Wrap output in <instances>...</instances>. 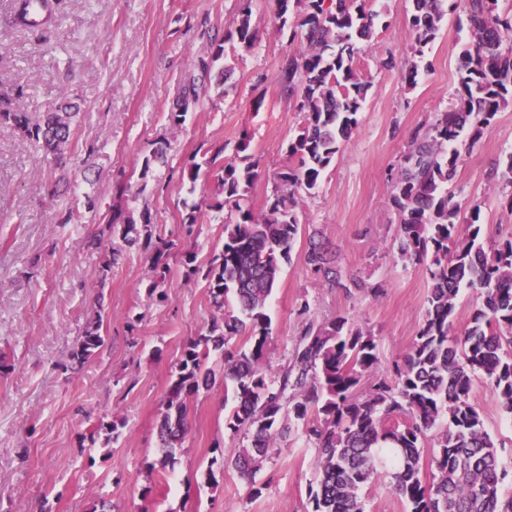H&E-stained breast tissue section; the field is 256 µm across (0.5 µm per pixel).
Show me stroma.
Instances as JSON below:
<instances>
[{
  "label": "stroma",
  "mask_w": 512,
  "mask_h": 512,
  "mask_svg": "<svg viewBox=\"0 0 512 512\" xmlns=\"http://www.w3.org/2000/svg\"><path fill=\"white\" fill-rule=\"evenodd\" d=\"M258 37L245 51L225 43L216 68L223 76L181 125L170 111L182 75L208 43L203 28L225 34L236 27L238 0H60L48 38L17 25L14 0H0V90L23 87L32 117L53 110L62 85L81 105L68 154V188L50 197L59 176L33 142L0 127V512H307L315 448L294 431L278 438L256 474L265 489L249 494L231 467L217 470V488L204 479L211 460L233 458L242 435L224 424V362L210 358L215 379L188 400L190 432L172 471L148 476L160 456L157 425L174 365L184 346L204 333L211 316L206 283L186 278L172 263L166 302L148 291L150 262L121 238L108 241L118 256L105 284L93 274L91 245L98 219L60 224L61 211L83 204L95 190L109 203L116 176L128 181L129 207L147 208L162 234L179 236L183 250L206 262L224 242V216L211 211L214 179L188 188L180 177L191 158L223 149L233 159L242 133L259 163L247 201L261 210L288 164L286 149L302 124L294 101L281 94L278 70L290 46L272 23L275 0H256ZM380 18L363 42L357 67L370 84L359 124L315 194L304 197L300 221L340 253L344 281L363 290L318 287L298 240L270 305L272 368L289 356L302 319L301 304L317 321L343 317L371 331L378 344L376 374L392 375L408 351L425 311L424 267L398 257L399 221L388 174L407 150L409 134L434 124L454 100L467 32L450 0L435 40L423 55L412 50L408 0H369ZM393 55L396 69L378 65ZM417 65L416 85L403 72ZM94 155H87V147ZM163 148L167 164L142 176L145 154ZM512 151V108L498 112L455 178L457 198L479 205L486 241L512 234V207L492 178ZM201 205L192 237L181 234L187 203ZM103 317L105 344L84 366L62 372L67 356L94 314ZM499 459L512 463V420L492 391L474 380L470 392ZM123 426L110 443H88L99 420ZM150 498H142L145 485Z\"/></svg>",
  "instance_id": "obj_1"
}]
</instances>
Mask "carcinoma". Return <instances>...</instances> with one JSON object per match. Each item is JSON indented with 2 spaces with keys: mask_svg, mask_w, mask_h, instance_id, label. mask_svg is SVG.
Returning a JSON list of instances; mask_svg holds the SVG:
<instances>
[{
  "mask_svg": "<svg viewBox=\"0 0 512 512\" xmlns=\"http://www.w3.org/2000/svg\"><path fill=\"white\" fill-rule=\"evenodd\" d=\"M290 0H277V32L289 30L292 50L278 74L282 94L295 101L305 123L288 143L296 165L280 174V183L265 209L256 212L247 192L258 176L243 134L237 158L226 161L217 151L208 162L216 181L209 208L224 218V244L203 265L184 252L178 240L157 232L152 212L134 214L122 206L129 186L113 184L117 202L98 222L93 245L100 249L114 236L151 259L150 293L158 291L178 261L188 277L208 284L213 315L204 334L191 340L175 365L158 426L161 457L145 466L174 470L177 451L189 433L187 400L211 384L215 373L203 367L216 354L224 360L225 425L246 436L248 444L231 459L258 497L264 485L254 476L277 437L293 428L313 442L315 478L309 484L312 512H365L362 492L386 469L392 492L407 512H512V496H503L509 475L497 446L485 429L479 408L471 402L472 381L484 380L497 396L504 416L512 418V234L485 242L478 224L480 208L455 200L452 188L462 149L480 137L498 112L512 106V4L500 0H463L468 42L461 51L457 99L440 113L430 130L414 132L400 166L390 171L392 204L399 218L398 255L404 263L425 266L430 280L426 310L409 351L395 366V377L379 379L360 396L364 375L378 368L375 337L359 325L337 317L317 322L306 317L294 338L291 358L270 375L271 318L268 305L283 266L300 233L302 196L312 195L321 174L335 161L341 146L358 126L370 83L361 79L356 62L359 43L370 38L378 13L366 0H305L304 11L290 16ZM414 53L437 35L443 0H409ZM255 0H240V19L228 40L251 50ZM36 0H17L15 20L33 31L48 28L51 18H34ZM213 50L198 57L194 69L179 81L171 110L173 124L185 120L206 94V80L224 46L209 38ZM24 89L0 92V125L64 161L74 137L79 106L66 102L35 120L24 107ZM166 164L157 148L144 157L141 178ZM503 188L511 189L512 151L499 162ZM465 223V232L459 224ZM306 263L324 288H343L339 252L308 237ZM463 288L480 291L483 302L461 333L453 332L458 295ZM101 320L85 327L69 358L83 365L104 345ZM249 346L229 349L236 336ZM400 416L409 422L395 423ZM437 430V449L430 460L432 480L421 478V448L426 432Z\"/></svg>",
  "mask_w": 512,
  "mask_h": 512,
  "instance_id": "cac0c4a2",
  "label": "carcinoma"
}]
</instances>
